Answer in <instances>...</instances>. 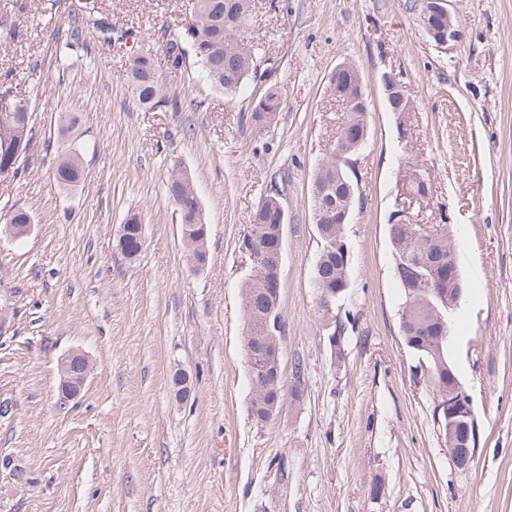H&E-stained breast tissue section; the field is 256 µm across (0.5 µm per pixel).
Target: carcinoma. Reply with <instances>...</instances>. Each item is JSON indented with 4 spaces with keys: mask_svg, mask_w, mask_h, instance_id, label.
<instances>
[{
    "mask_svg": "<svg viewBox=\"0 0 512 512\" xmlns=\"http://www.w3.org/2000/svg\"><path fill=\"white\" fill-rule=\"evenodd\" d=\"M255 0H194L190 21L183 31L168 38L161 45L168 65L174 70L185 63L186 53L192 52L202 76L213 87L226 95L236 94L249 79L257 78L259 52L257 45L245 36L252 16ZM92 23V29L105 43L123 42L133 32L112 27L108 16L98 11L96 0H91L82 13L71 14L69 36L64 48H85L84 24ZM16 24L0 14V46L15 40ZM125 80L133 87L141 105L151 108L164 102L163 82L155 65L152 51L135 52L128 59ZM331 95L351 97L356 104L344 112L343 122L360 124L366 121L365 94L360 71L349 68V83L340 88L330 84ZM19 92L12 77L0 81V173L7 169L16 172L19 165L37 152L32 121L19 118ZM283 92L277 84L268 85L252 107L248 122L253 130L261 132L270 127L282 109ZM344 129L338 128L336 144L332 151L315 169L311 183V205L316 210L325 203H336V209L354 207L356 198L349 197L345 183L354 177V169L346 167L348 158L358 153L344 139ZM81 152L66 148L58 155L54 177L61 187H70L83 176ZM166 190L172 199L181 224L183 247L189 256L198 261L208 260L207 244L200 241L198 225L202 223V207L193 185L180 164L173 163ZM283 207L279 191L266 195L248 215L249 234L256 247L261 249L260 263L250 267L241 285L242 309L245 320L244 350L267 351L261 359L270 365L275 347L266 341L264 325L267 313L272 319L282 318L281 280L276 278L277 262L272 252V242L279 229V213ZM0 223L28 224L30 213L23 207L13 208L0 214ZM129 240L126 251L128 261L140 257L136 237L141 220L133 215L126 220ZM413 224L389 225V237L393 248L392 275L403 296L400 329L404 341L411 350L427 356L431 361L430 377L436 392L448 389V313L437 314L441 304L437 293L448 297V229L442 228L439 236L417 233ZM350 282V264L343 262L336 249H321L315 262L313 283L320 286L342 288ZM251 392L250 414L253 421L263 426L277 415L274 404H282L283 374L277 370L271 374L262 369L248 371Z\"/></svg>",
    "mask_w": 512,
    "mask_h": 512,
    "instance_id": "cac0c4a2",
    "label": "carcinoma"
}]
</instances>
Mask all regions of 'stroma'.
Returning <instances> with one entry per match:
<instances>
[{
	"label": "stroma",
	"instance_id": "obj_1",
	"mask_svg": "<svg viewBox=\"0 0 512 512\" xmlns=\"http://www.w3.org/2000/svg\"><path fill=\"white\" fill-rule=\"evenodd\" d=\"M422 0H256L249 31L268 82L284 89L276 123L247 117L256 81L234 98L158 60L167 101L139 106L124 79L134 48L157 50L191 0H104L137 44L60 55L68 12L85 0H0L18 34L0 73L42 63L29 94L38 157L0 176V212L28 209L23 240L0 239V512H512V0H449L460 38L437 48ZM355 65L368 99L357 155L359 200L345 228L350 286L323 315L311 175L336 141L334 68ZM391 73L414 108L388 111ZM413 135L401 153L396 126ZM74 145L86 176L61 188L57 153ZM192 178L209 227L208 263L193 271L166 193L173 163ZM420 169L430 193L413 224L447 225L465 288L448 361L468 389L477 455L454 467L433 415L438 397L400 330L388 226L400 173ZM288 222L281 266L286 388L300 401L259 426L243 344L241 243L247 214L273 189ZM138 214L146 248L115 249ZM340 321L331 344L328 320ZM81 349L93 371L62 401L57 363ZM301 376H294V368ZM191 392L176 401L172 375ZM384 482L373 494L375 478Z\"/></svg>",
	"mask_w": 512,
	"mask_h": 512
}]
</instances>
